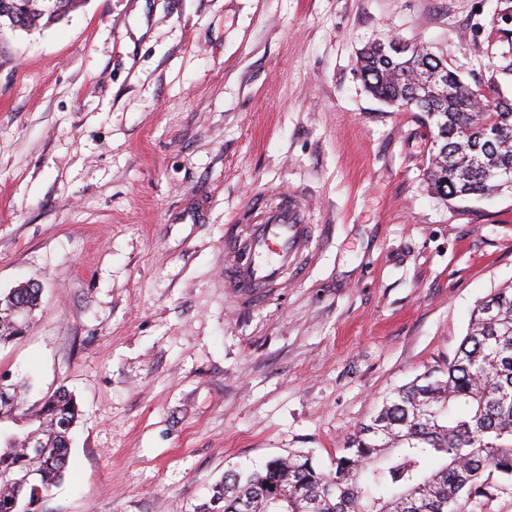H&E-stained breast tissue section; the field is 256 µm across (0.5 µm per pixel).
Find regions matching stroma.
<instances>
[{
    "label": "stroma",
    "mask_w": 512,
    "mask_h": 512,
    "mask_svg": "<svg viewBox=\"0 0 512 512\" xmlns=\"http://www.w3.org/2000/svg\"><path fill=\"white\" fill-rule=\"evenodd\" d=\"M384 38L512 100V0H82L0 25V293L44 288L0 373L84 411L39 512H198L290 452L331 470L512 282V193H431L425 128L357 70ZM270 186L310 197L324 245L242 310L224 228Z\"/></svg>",
    "instance_id": "stroma-1"
}]
</instances>
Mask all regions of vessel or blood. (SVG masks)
<instances>
[{
	"instance_id": "vessel-or-blood-1",
	"label": "vessel or blood",
	"mask_w": 512,
	"mask_h": 512,
	"mask_svg": "<svg viewBox=\"0 0 512 512\" xmlns=\"http://www.w3.org/2000/svg\"><path fill=\"white\" fill-rule=\"evenodd\" d=\"M244 220L224 230V292L242 308L256 307L288 285L320 251L308 201L269 187L252 195Z\"/></svg>"
}]
</instances>
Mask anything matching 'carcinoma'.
<instances>
[{
	"mask_svg": "<svg viewBox=\"0 0 512 512\" xmlns=\"http://www.w3.org/2000/svg\"><path fill=\"white\" fill-rule=\"evenodd\" d=\"M77 2L0 0V20L46 26ZM398 45L365 46L358 71L373 96L426 115L431 191L448 201L512 191V102L465 83L425 46ZM41 296L37 282L0 293V346L23 337ZM30 388L0 376V512H37L64 477L81 415L66 387L33 405ZM496 478L512 482V284L474 307L447 369L386 397L332 470L295 454L229 470L202 512H465Z\"/></svg>",
	"mask_w": 512,
	"mask_h": 512,
	"instance_id": "carcinoma-1",
	"label": "carcinoma"
}]
</instances>
